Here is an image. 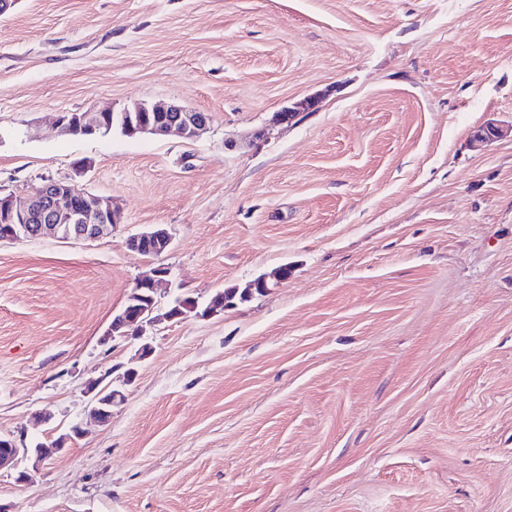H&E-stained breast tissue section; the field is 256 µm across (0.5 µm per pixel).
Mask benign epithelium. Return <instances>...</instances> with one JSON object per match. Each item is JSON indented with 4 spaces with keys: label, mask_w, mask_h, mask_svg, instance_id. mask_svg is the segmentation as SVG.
<instances>
[{
    "label": "benign epithelium",
    "mask_w": 512,
    "mask_h": 512,
    "mask_svg": "<svg viewBox=\"0 0 512 512\" xmlns=\"http://www.w3.org/2000/svg\"><path fill=\"white\" fill-rule=\"evenodd\" d=\"M56 123L60 130L70 129L83 137L97 136L117 126L131 137L176 133L184 139L193 140L206 130L209 116L175 104L140 103L119 112L111 108L100 112H61ZM119 223L120 213L113 206L112 199L81 189L72 181L47 180L25 197L0 196V241L44 237L92 241ZM149 242L164 252L170 247L172 237L166 228L157 227L131 237L128 246L137 252ZM154 273L153 279L143 277L136 281L131 296L141 297L139 290L145 287L158 290V278L167 271L158 267ZM168 319L169 315L156 313L154 304L139 308L125 305L120 316L112 320V327L105 332L103 340L115 338L117 325L139 327ZM117 396L119 392L115 391L105 400L102 393L95 394L89 413L101 423L108 422L103 406L114 402ZM0 447L7 449L0 455V471L16 468L21 458L30 452V449L18 446L11 437L0 436Z\"/></svg>",
    "instance_id": "obj_1"
}]
</instances>
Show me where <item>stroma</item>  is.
Here are the masks:
<instances>
[{
  "instance_id": "stroma-1",
  "label": "stroma",
  "mask_w": 512,
  "mask_h": 512,
  "mask_svg": "<svg viewBox=\"0 0 512 512\" xmlns=\"http://www.w3.org/2000/svg\"><path fill=\"white\" fill-rule=\"evenodd\" d=\"M158 102L206 132L54 124ZM70 178L122 222L0 242V435L51 450L0 512H512V0H17L0 194ZM158 265L161 312L248 294L104 341ZM148 242L154 244L156 249L160 252H165L172 243V237L170 233L164 227H156L152 231L141 233L137 236H133L128 240V246L134 251L141 250ZM151 244L146 245L140 255L145 257L158 256V253L154 252L155 247Z\"/></svg>"
}]
</instances>
